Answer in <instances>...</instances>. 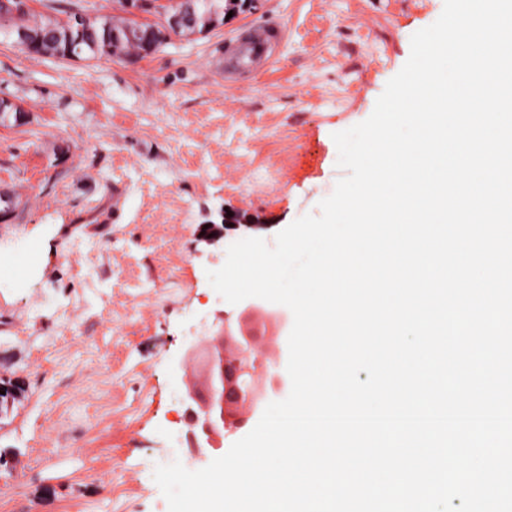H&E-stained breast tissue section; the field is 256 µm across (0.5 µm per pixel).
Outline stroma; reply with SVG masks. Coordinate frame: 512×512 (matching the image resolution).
Returning a JSON list of instances; mask_svg holds the SVG:
<instances>
[{
    "instance_id": "stroma-1",
    "label": "stroma",
    "mask_w": 512,
    "mask_h": 512,
    "mask_svg": "<svg viewBox=\"0 0 512 512\" xmlns=\"http://www.w3.org/2000/svg\"><path fill=\"white\" fill-rule=\"evenodd\" d=\"M444 0H248L202 33L122 61L34 57L0 38V512H168L184 394L169 369L200 321L231 315L209 284L231 209L274 245L344 177L334 133L366 120ZM283 28L275 66L228 75L250 26ZM283 164L279 186L261 179Z\"/></svg>"
}]
</instances>
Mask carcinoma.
Masks as SVG:
<instances>
[{
    "instance_id": "carcinoma-1",
    "label": "carcinoma",
    "mask_w": 512,
    "mask_h": 512,
    "mask_svg": "<svg viewBox=\"0 0 512 512\" xmlns=\"http://www.w3.org/2000/svg\"><path fill=\"white\" fill-rule=\"evenodd\" d=\"M23 4V0H0V33L24 30L27 37L35 42V50L50 49L65 58L70 53L72 40L69 28L48 12H35L28 8L21 14H14V8ZM214 0H178L170 5L172 12L185 11L187 22L179 34H191L202 31L211 21ZM133 22L116 17H84L78 33L80 53L78 57L86 59L118 58L146 55L145 42H154L160 46L171 36L164 25H141L142 37L132 40L126 35V29ZM231 356L238 359L243 372L238 378V385L247 392L253 390L256 370V356L253 350L233 352Z\"/></svg>"
}]
</instances>
